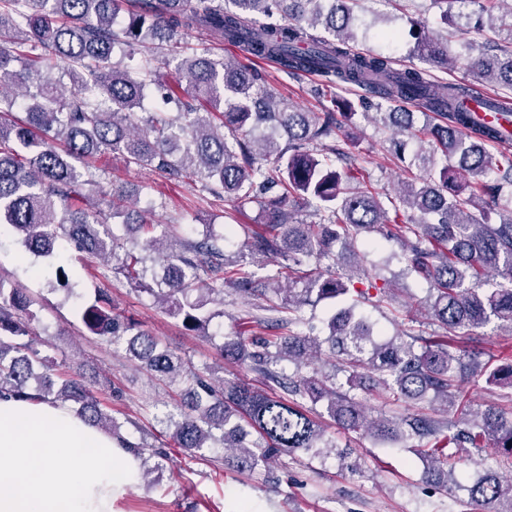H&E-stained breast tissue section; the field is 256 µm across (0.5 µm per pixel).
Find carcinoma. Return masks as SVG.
Masks as SVG:
<instances>
[{
	"instance_id": "carcinoma-1",
	"label": "carcinoma",
	"mask_w": 512,
	"mask_h": 512,
	"mask_svg": "<svg viewBox=\"0 0 512 512\" xmlns=\"http://www.w3.org/2000/svg\"><path fill=\"white\" fill-rule=\"evenodd\" d=\"M230 2L233 8L224 7ZM467 0H430L445 34L433 36L411 23L412 55L448 64L452 43L469 50L473 28L503 33L502 43L476 55L477 78L499 88L490 106L504 120L512 116V5L508 0H472L479 10L453 12ZM360 0H0V115L23 112L20 120L0 119V225H10L23 247L55 257V243L67 239L90 259L110 266L188 331H201L217 315L204 296L232 288L260 293L267 308L285 314L287 327L301 309L331 300L338 308L327 320L328 335H255L251 345L227 336L221 358L244 365L271 386L243 379L214 384L202 372L129 317L117 313L109 289L78 309L86 330L115 343L126 342L131 359L174 384L188 385L179 418H167L177 445L193 456L221 445L237 452V467L255 470L275 457L301 452L328 456L336 444L306 409L325 407L348 432H368L381 441L435 438L440 427L427 417L372 418L362 403L342 390L336 375L313 367L328 346L338 355L333 369L354 386L366 371L394 397L427 395L454 408L464 403L461 383L479 374L512 396V362L490 366L479 353L457 344L496 320L512 328V152L492 153L487 144L501 131L477 122L465 106L469 89L434 79L418 68L398 69L391 57L357 47L354 21ZM195 30L215 44H242L248 58L272 62L289 76L313 73L328 86L364 91L345 111L299 112L267 87L262 74L238 60L192 51L177 64L193 93L161 80L169 50ZM20 62L24 71L14 70ZM66 64L71 86L50 71ZM381 101H414L442 119L424 129L411 112H375ZM388 128L392 137L414 144L401 156L423 172L421 182H403L394 195L375 190L359 168L346 164L336 141L355 138V109ZM148 115L136 122V114ZM286 135V144L279 136ZM111 152L126 166H149L176 179H191L217 197L261 208L263 230L254 231L233 252L209 232L178 251L158 247L155 225L134 214L133 202L112 193V218L142 238L132 247L155 255L162 269L154 285L143 282L145 258L123 248L109 224L91 222L82 203L88 181L75 161ZM314 208L318 220H296L293 208ZM482 207V217L471 209ZM420 213L416 224L400 219ZM508 217L493 223L490 214ZM387 228L400 242L406 270L430 284L423 304L405 311L410 323L426 313L439 327L433 336L408 330L379 340L357 312L359 300L384 301L385 287L365 264L369 243L361 236ZM279 262L267 287L255 288L247 262ZM304 275L302 288H284L281 270ZM369 278L368 289L351 295L353 276ZM500 281H495L494 277ZM375 290L376 294L369 293ZM199 298L189 300L191 293ZM35 301L20 288L0 283V397L41 400L51 394L53 362L36 347ZM77 406L85 421L116 435L112 416L80 380L63 381L57 395ZM142 460L162 464L166 449L131 441ZM493 448L512 459V416L494 407L470 422L468 413L448 425L444 442L428 449L423 479L440 487L459 485L447 469L450 448ZM471 500L492 512H512V482L485 476L467 488Z\"/></svg>"
}]
</instances>
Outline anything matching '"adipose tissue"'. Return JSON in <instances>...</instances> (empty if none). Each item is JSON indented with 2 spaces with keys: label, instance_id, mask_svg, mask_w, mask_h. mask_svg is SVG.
I'll return each mask as SVG.
<instances>
[{
  "label": "adipose tissue",
  "instance_id": "1",
  "mask_svg": "<svg viewBox=\"0 0 512 512\" xmlns=\"http://www.w3.org/2000/svg\"><path fill=\"white\" fill-rule=\"evenodd\" d=\"M138 466L67 406L0 398V512H114Z\"/></svg>",
  "mask_w": 512,
  "mask_h": 512
}]
</instances>
